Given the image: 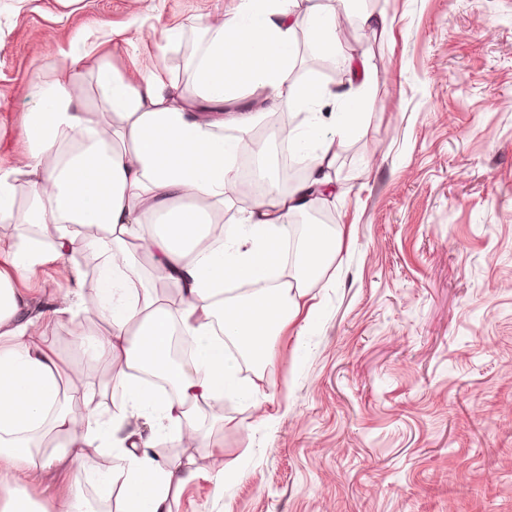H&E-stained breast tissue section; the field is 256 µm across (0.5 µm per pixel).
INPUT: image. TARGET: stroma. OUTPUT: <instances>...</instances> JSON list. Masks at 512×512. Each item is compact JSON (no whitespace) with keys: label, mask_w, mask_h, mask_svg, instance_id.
Here are the masks:
<instances>
[{"label":"stroma","mask_w":512,"mask_h":512,"mask_svg":"<svg viewBox=\"0 0 512 512\" xmlns=\"http://www.w3.org/2000/svg\"><path fill=\"white\" fill-rule=\"evenodd\" d=\"M0 0V165L22 150L24 88L53 77L80 35L109 22V60L130 76L166 30L183 27L164 64L180 85L196 42L194 19L233 13L239 0ZM386 32L342 29V76L328 81L299 44V80L334 93L364 88L367 130L336 145L334 205L343 231L334 264L310 295L305 336L283 337L263 371L245 367L254 399L225 397L211 448H167L223 472L221 492L188 484L172 512H512V0H375ZM368 59L364 87L349 59ZM33 313L55 306L64 283L47 265L17 280ZM85 317L52 324L47 345L96 395L105 374L80 347ZM267 415L259 423V415ZM14 485L51 508L91 487L67 468L18 472Z\"/></svg>","instance_id":"1"}]
</instances>
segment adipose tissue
<instances>
[{"label":"adipose tissue","mask_w":512,"mask_h":512,"mask_svg":"<svg viewBox=\"0 0 512 512\" xmlns=\"http://www.w3.org/2000/svg\"><path fill=\"white\" fill-rule=\"evenodd\" d=\"M294 3L239 0L233 14L203 26L188 89L170 78L156 55L141 60L134 80L104 61L88 66L112 41L104 22L52 79L38 77L28 87L23 158L0 169V222L18 216L36 229L0 252V462L38 472L64 464L80 484L89 450L107 452L98 494L119 496L122 512H171L173 498L192 482L222 489L223 474L203 471L191 457L165 464L153 450L163 440L211 447L224 418L206 416V409L214 411L225 391L242 397L256 391L240 377L241 360L264 368L289 326L303 334L314 321L308 290L335 261L341 233L310 226L292 274L273 269L290 216L327 204L334 146L364 129L363 100L338 93L334 124L311 126L320 137L314 146L293 127L271 130L266 141L255 131L264 113L317 103V91L290 80L298 36L333 57L343 50L340 28L383 31L388 25L384 15L369 11L313 9L300 16ZM90 79L100 91L94 108L88 105ZM103 112L111 122L100 121ZM228 127L235 135H225ZM272 140L304 152L309 178L288 193L269 181L247 215L222 225L224 205L238 193L236 157L244 150L264 154ZM216 226L221 237L209 241ZM80 240L106 255L82 342L93 358L125 372L119 382L124 405L109 415L93 395L66 391L70 370L42 341L51 323L82 305L83 274L64 261ZM134 242L158 271L156 288L143 285L130 251ZM51 262L59 263L69 287L51 315L30 314L14 282ZM230 279L253 285V292L225 296ZM169 287L177 288V303L158 296ZM177 331L195 343L190 360L169 356ZM141 369L170 375L174 394L158 396L140 386L134 373ZM77 401L85 408L80 420L70 411ZM134 416L149 423V434L127 431Z\"/></svg>","instance_id":"ef3b65f1"}]
</instances>
